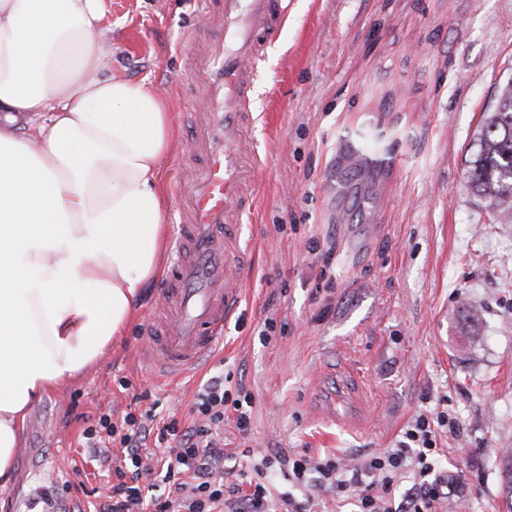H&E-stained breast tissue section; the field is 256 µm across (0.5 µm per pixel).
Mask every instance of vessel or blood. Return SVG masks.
<instances>
[{
  "label": "vessel or blood",
  "instance_id": "b4317fda",
  "mask_svg": "<svg viewBox=\"0 0 512 512\" xmlns=\"http://www.w3.org/2000/svg\"><path fill=\"white\" fill-rule=\"evenodd\" d=\"M210 38L197 49L194 33L182 47L192 58L185 74L200 102L190 149L195 167L182 191L181 222L172 241L174 262L162 296L170 315L146 351L155 366L180 379L215 352L241 302L252 270L243 219L257 207L263 164L248 137L255 70L288 17L287 0H197ZM352 162L395 167L396 155L347 144Z\"/></svg>",
  "mask_w": 512,
  "mask_h": 512
}]
</instances>
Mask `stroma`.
Returning <instances> with one entry per match:
<instances>
[{
    "label": "stroma",
    "instance_id": "1",
    "mask_svg": "<svg viewBox=\"0 0 512 512\" xmlns=\"http://www.w3.org/2000/svg\"><path fill=\"white\" fill-rule=\"evenodd\" d=\"M109 71L165 97L176 146L165 163L168 225L191 168L196 94L183 33L192 0H104ZM512 80V0H288L256 88L254 143L268 163L244 221L254 273L209 362L253 397L252 426L224 422V465L258 452L356 464L395 447L423 412L460 486L448 512H507L512 490V224L467 187L465 160ZM383 130L396 170L354 166L343 140ZM162 317L149 282L127 333L92 367L36 402L0 512H30L61 488V512H93L107 482L84 428L130 410L193 419L201 383L156 380L139 347ZM274 328H267V321Z\"/></svg>",
    "mask_w": 512,
    "mask_h": 512
}]
</instances>
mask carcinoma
I'll use <instances>...</instances> for the list:
<instances>
[{
    "mask_svg": "<svg viewBox=\"0 0 512 512\" xmlns=\"http://www.w3.org/2000/svg\"><path fill=\"white\" fill-rule=\"evenodd\" d=\"M471 192L485 200L504 224L512 222V85L497 110L486 115L468 160Z\"/></svg>",
    "mask_w": 512,
    "mask_h": 512,
    "instance_id": "obj_1",
    "label": "carcinoma"
}]
</instances>
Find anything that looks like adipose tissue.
<instances>
[{
  "mask_svg": "<svg viewBox=\"0 0 512 512\" xmlns=\"http://www.w3.org/2000/svg\"><path fill=\"white\" fill-rule=\"evenodd\" d=\"M103 17V0H0L1 487L32 403L125 335L164 270L173 117L106 74Z\"/></svg>",
  "mask_w": 512,
  "mask_h": 512,
  "instance_id": "1",
  "label": "adipose tissue"
}]
</instances>
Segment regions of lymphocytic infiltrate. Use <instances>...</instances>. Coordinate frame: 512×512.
<instances>
[{
	"label": "lymphocytic infiltrate",
	"mask_w": 512,
	"mask_h": 512,
	"mask_svg": "<svg viewBox=\"0 0 512 512\" xmlns=\"http://www.w3.org/2000/svg\"><path fill=\"white\" fill-rule=\"evenodd\" d=\"M251 395L231 398L223 376L211 377L198 392L194 421L169 420L155 426L151 413L127 412L121 421L100 416L83 431L85 439L117 446L112 462L114 480L97 512H312L315 493L330 490L351 494L357 512H439L456 490L440 466L436 436L447 428L442 411L420 414L397 447L384 449L359 466L348 467L335 455L286 457L283 453L255 457L250 475L241 481L224 476V417L235 412V426L247 435ZM286 474L289 491L272 493L278 474ZM172 484L174 495L146 493L150 479ZM410 481L400 491L402 481Z\"/></svg>",
	"instance_id": "f902f5d3"
}]
</instances>
